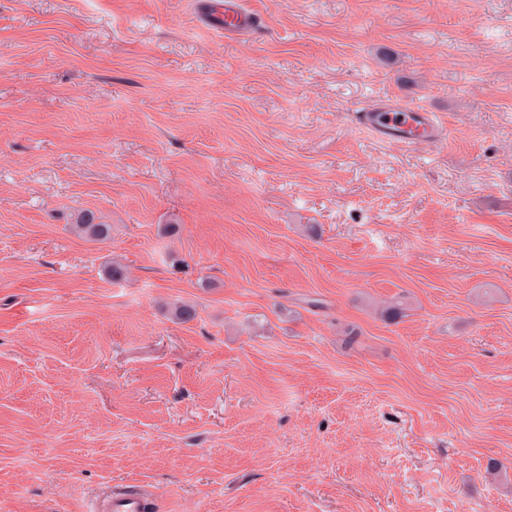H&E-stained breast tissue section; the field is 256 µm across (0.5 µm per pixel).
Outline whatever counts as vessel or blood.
<instances>
[{
  "label": "vessel or blood",
  "instance_id": "b4317fda",
  "mask_svg": "<svg viewBox=\"0 0 512 512\" xmlns=\"http://www.w3.org/2000/svg\"><path fill=\"white\" fill-rule=\"evenodd\" d=\"M209 27L228 37L246 39L255 31L257 19L252 11L245 9L243 0H222ZM357 120L377 139L404 145L421 141L438 143L446 134V127L437 114L398 99H380L363 105ZM142 506L140 494L107 491L90 504L88 512H141Z\"/></svg>",
  "mask_w": 512,
  "mask_h": 512
}]
</instances>
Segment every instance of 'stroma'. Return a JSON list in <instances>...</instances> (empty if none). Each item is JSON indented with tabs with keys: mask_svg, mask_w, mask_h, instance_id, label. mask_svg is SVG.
Masks as SVG:
<instances>
[{
	"mask_svg": "<svg viewBox=\"0 0 512 512\" xmlns=\"http://www.w3.org/2000/svg\"><path fill=\"white\" fill-rule=\"evenodd\" d=\"M244 2L0 0V512H512V0ZM224 37L249 38L257 27L256 15L245 9L242 0H225L219 11L207 25ZM360 125L381 141L403 145L427 141L439 143L446 126L434 112L420 110L404 100H376L363 105L358 113ZM96 217L91 211L78 212L71 224L72 230L77 235L91 241H103L110 236V227L107 224L96 223ZM142 506L140 494H112V491H106L90 504L87 512H141Z\"/></svg>",
	"mask_w": 512,
	"mask_h": 512,
	"instance_id": "obj_1",
	"label": "stroma"
}]
</instances>
